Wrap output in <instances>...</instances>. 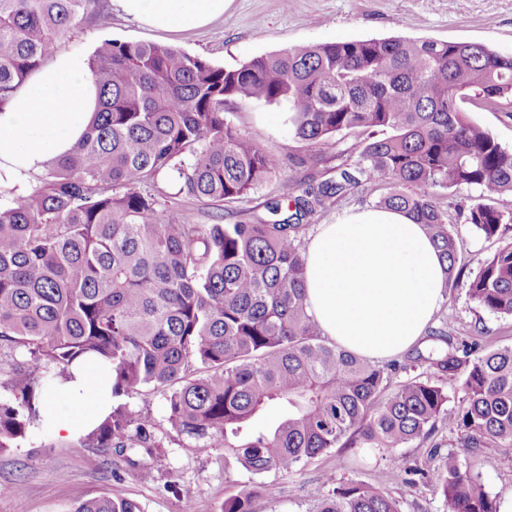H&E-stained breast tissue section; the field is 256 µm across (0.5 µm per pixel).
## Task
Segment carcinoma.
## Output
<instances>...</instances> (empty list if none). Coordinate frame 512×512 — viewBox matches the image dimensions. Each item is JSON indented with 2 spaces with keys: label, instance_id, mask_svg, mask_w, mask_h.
Instances as JSON below:
<instances>
[{
  "label": "carcinoma",
  "instance_id": "obj_1",
  "mask_svg": "<svg viewBox=\"0 0 512 512\" xmlns=\"http://www.w3.org/2000/svg\"><path fill=\"white\" fill-rule=\"evenodd\" d=\"M96 0H0V106L81 23ZM100 90L86 136L53 159L26 196L0 192V453L43 426L48 382L98 357L112 365V396L159 391L170 431L119 404L95 429L100 448L224 446L253 475L288 474L351 443L383 448L411 483L398 449L457 434L459 448H512V346L474 352L448 342L412 359L461 379L458 410L429 378L390 386L396 360L379 365L321 336L307 310L303 219L363 184L385 188L378 206L424 224L454 283L458 238L437 193L477 186L467 223L487 238L512 225L495 206L512 194V149L469 122L466 102L512 106V56L482 44L370 38L284 48L224 68L180 47L108 39L89 59ZM288 105L294 137L324 144L365 134L358 175L336 152V176L309 183L295 210L225 224L224 204L245 199L284 166L224 116L231 102ZM175 188L160 201L159 177ZM215 209L199 224L181 205ZM471 300L512 318V242L471 279ZM270 405L284 416L254 423ZM176 436H171V433ZM422 478L453 512H499L480 474L454 452ZM313 512H402L369 485L333 483ZM273 485L257 482L221 512H252ZM72 512H141L97 497Z\"/></svg>",
  "mask_w": 512,
  "mask_h": 512
}]
</instances>
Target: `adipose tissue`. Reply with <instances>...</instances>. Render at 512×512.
<instances>
[{
    "label": "adipose tissue",
    "instance_id": "ef3b65f1",
    "mask_svg": "<svg viewBox=\"0 0 512 512\" xmlns=\"http://www.w3.org/2000/svg\"><path fill=\"white\" fill-rule=\"evenodd\" d=\"M228 0H112L148 27L192 31L221 17ZM97 88L83 57L58 52L0 107V189L29 192L49 162L89 128ZM446 264L424 225L394 210L353 213L318 225L306 250L309 311L322 336L381 361L425 335L444 297ZM112 404L108 364L80 360L53 389L44 413L56 431L97 425Z\"/></svg>",
    "mask_w": 512,
    "mask_h": 512
}]
</instances>
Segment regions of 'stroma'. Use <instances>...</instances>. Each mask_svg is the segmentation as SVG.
<instances>
[{"instance_id": "1", "label": "stroma", "mask_w": 512, "mask_h": 512, "mask_svg": "<svg viewBox=\"0 0 512 512\" xmlns=\"http://www.w3.org/2000/svg\"><path fill=\"white\" fill-rule=\"evenodd\" d=\"M403 36L473 42L512 55V0H230L222 18L211 25L173 32L141 25L115 12L111 0H96L88 17L68 35L67 51L91 57L104 40L171 44L232 68L286 47L326 42ZM466 116L512 149V109L465 105ZM227 120L263 148L283 156L287 165L257 186L247 198L225 204L230 221L267 216V205L284 200L290 184L328 177L337 150L355 155L362 136L350 131L322 147L324 162L307 168L300 160L310 147L288 131V108L254 101L233 103ZM480 194L478 187L444 192L439 202L461 243L459 274L447 289L422 351L445 350L447 341L475 347L512 346V318L479 307L468 285L484 261L512 241V229L498 238L477 234L463 216ZM379 191L354 188L328 209L310 218V226L332 224L348 213L373 210ZM379 448H338L307 462L291 475L264 474L276 485L275 498L257 497L252 512H311L325 494L326 479L370 485L403 503V512H448L440 493L425 480L404 484L392 478ZM481 473L486 490L499 500L512 498V448H482L465 456ZM149 477H142L141 467ZM22 480L25 490L0 494V512H71L82 498L106 495L136 501L142 512H181L191 499L196 512H219L225 499L253 480L237 464H225L223 448H180L169 444L119 454L87 438L48 432L0 454V487Z\"/></svg>"}]
</instances>
